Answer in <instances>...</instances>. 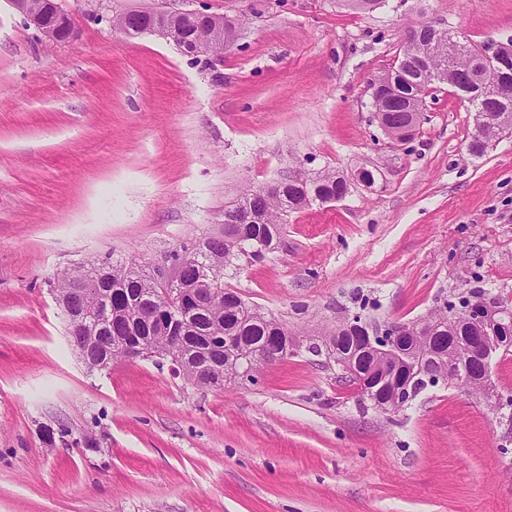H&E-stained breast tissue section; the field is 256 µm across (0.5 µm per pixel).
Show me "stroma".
Listing matches in <instances>:
<instances>
[{
    "label": "stroma",
    "instance_id": "1",
    "mask_svg": "<svg viewBox=\"0 0 512 512\" xmlns=\"http://www.w3.org/2000/svg\"><path fill=\"white\" fill-rule=\"evenodd\" d=\"M58 2L62 44L0 0V512H512V407L440 386L386 414L311 350L357 315L512 299V133L469 154L473 115L443 87L395 145L368 90L419 23L511 39L512 0ZM146 6L223 17L234 41L193 58L112 25ZM363 168L372 186L291 213L224 273L303 342L257 382L196 388L147 359L91 372L69 346L58 275L155 265L220 234L245 189Z\"/></svg>",
    "mask_w": 512,
    "mask_h": 512
}]
</instances>
